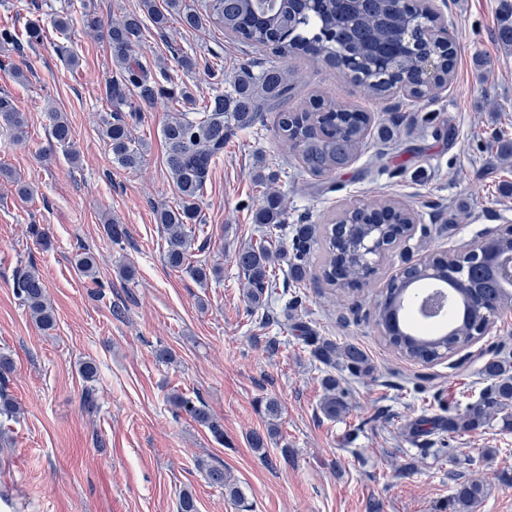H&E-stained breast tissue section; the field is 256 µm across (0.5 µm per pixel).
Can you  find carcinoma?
<instances>
[{
  "label": "carcinoma",
  "instance_id": "cac0c4a2",
  "mask_svg": "<svg viewBox=\"0 0 512 512\" xmlns=\"http://www.w3.org/2000/svg\"><path fill=\"white\" fill-rule=\"evenodd\" d=\"M205 15L183 6V0H167V10L161 11L155 0H141V12L147 13L155 27H167L169 16H179L188 28H196L206 18L224 28V34L249 46L270 48L281 58L311 57L336 70H347L352 80L373 97H386L392 88L410 75L422 73L428 61L436 64L435 73L443 80L452 77L457 51L453 42H441L429 35L432 13L423 0L403 3L401 0H205ZM107 36L112 46V57L120 68L121 82L106 85V94L127 106L128 111L110 112L101 118V133L112 152L113 162L126 169L136 168L142 161V146L132 137V124L140 119V104H152L160 98L193 105L196 99L185 86L166 83L148 76L146 67L132 58L133 49L143 36V22L139 13H129L108 25ZM43 37L36 20L29 21L25 39L16 31L0 29V44L21 47L32 45ZM498 43L512 49V3H504L503 16L495 32ZM290 70L270 65L254 74L249 64L239 67L229 87L216 91L202 107L200 117L191 118L185 112H172L162 126L166 145V165L176 185L179 203L175 207L156 212V221L167 233L164 254L167 265L188 273L198 284L208 285L219 278L221 269L201 262L190 261L189 249L197 230L200 203L212 164L224 153V142L229 126L248 128L257 115L276 108L278 137L283 146L298 158L310 174L321 177L345 169L354 159L372 122L365 112L350 110L334 99L313 96L309 106L301 111L281 108L282 100L292 89ZM132 89L134 98L125 96ZM52 133L57 142L68 144L72 139L70 123L61 113L51 112ZM0 125L21 140L28 134L27 116L18 110L7 96L0 97ZM283 196L266 191L254 215L257 224L266 226L267 234L286 222ZM415 220L413 212L402 209L395 202L376 199L366 203L362 211L356 205L341 208L333 222L324 226L298 224L294 228L293 259L290 274L298 285L310 275L307 259L310 243L322 238L326 259L320 267V278L330 286L349 288L368 278L367 270L356 255L363 244L397 236L396 225ZM278 260L272 245L259 242L240 249L235 257L239 271L249 285L251 305L259 307L276 290L272 263ZM77 271L95 278V257L87 250L74 257ZM469 287L460 292L469 302L467 320L457 324L450 333L442 325L401 333L390 329L392 308L406 307L424 277L418 265L405 267L394 278L375 305L377 325L386 329V341L403 357L430 363L448 356L456 345L474 339L471 324L483 315H493L504 308H512V291L498 288L495 276L473 266ZM17 297L43 330L54 327L55 316L47 302L43 279L34 270L21 273L14 282ZM317 356L332 364L336 359L359 365L364 363L363 351L354 344L338 346L321 343ZM97 365L92 361L82 364L81 375L89 382L83 394L82 405L91 412L97 408V393L92 382L97 376ZM486 378L495 381V397L488 404H477L465 413L448 418V429L469 428L493 416L512 404V368L501 360H490L482 368ZM326 395L321 404L328 418L340 415L344 402L336 397V377L324 378ZM170 403L178 414H184L206 427L213 438L224 443V426L198 399L176 393ZM21 407L0 388V415L18 417ZM209 481L224 488L235 500L242 499L239 487L224 475L221 466H207ZM484 487L479 480H465L458 484L454 501L457 512H472L481 500Z\"/></svg>",
  "mask_w": 512,
  "mask_h": 512
}]
</instances>
